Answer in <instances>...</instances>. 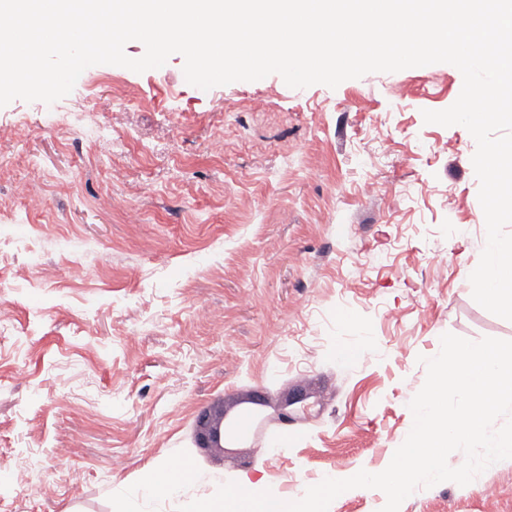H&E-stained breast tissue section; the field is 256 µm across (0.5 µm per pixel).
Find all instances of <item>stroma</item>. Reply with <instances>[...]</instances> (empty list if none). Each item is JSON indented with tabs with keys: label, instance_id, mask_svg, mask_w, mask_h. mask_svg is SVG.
Masks as SVG:
<instances>
[{
	"label": "stroma",
	"instance_id": "obj_1",
	"mask_svg": "<svg viewBox=\"0 0 512 512\" xmlns=\"http://www.w3.org/2000/svg\"><path fill=\"white\" fill-rule=\"evenodd\" d=\"M183 67L116 66L94 90L0 107L18 130L0 141V512H112L122 495L177 512L242 474L289 498L384 470L441 336L512 340L469 281L476 142L422 116L456 101V67L206 91ZM27 176L41 211L12 199ZM219 411L253 418L222 453L196 442ZM168 462L195 478L136 494ZM399 512H512V459Z\"/></svg>",
	"mask_w": 512,
	"mask_h": 512
}]
</instances>
